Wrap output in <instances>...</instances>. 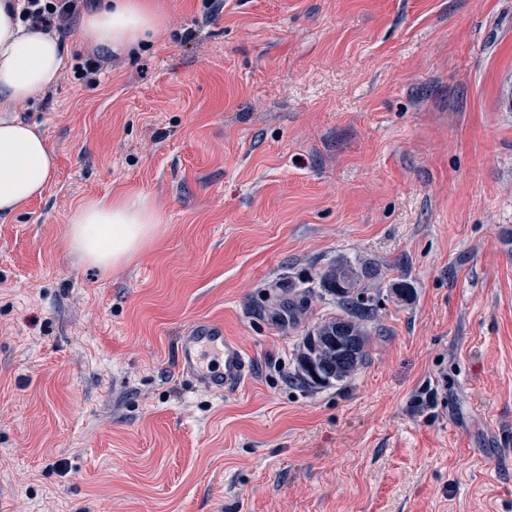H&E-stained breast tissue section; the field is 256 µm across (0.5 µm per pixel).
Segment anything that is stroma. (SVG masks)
<instances>
[{
    "mask_svg": "<svg viewBox=\"0 0 512 512\" xmlns=\"http://www.w3.org/2000/svg\"><path fill=\"white\" fill-rule=\"evenodd\" d=\"M160 5L95 85L68 34L17 114L56 169L0 217V512H512V0ZM129 193L162 231L104 275L69 220ZM341 258L382 306L305 388L336 304L291 289ZM200 320L253 359L235 394L178 370Z\"/></svg>",
    "mask_w": 512,
    "mask_h": 512,
    "instance_id": "stroma-1",
    "label": "stroma"
}]
</instances>
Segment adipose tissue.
I'll return each instance as SVG.
<instances>
[{
	"instance_id": "obj_1",
	"label": "adipose tissue",
	"mask_w": 512,
	"mask_h": 512,
	"mask_svg": "<svg viewBox=\"0 0 512 512\" xmlns=\"http://www.w3.org/2000/svg\"><path fill=\"white\" fill-rule=\"evenodd\" d=\"M160 24L150 0H104L82 22V39L129 54ZM68 45L59 36L30 32L0 0V215L42 195L55 173V157L36 127L13 120L32 93L63 75ZM161 230L145 196L90 200L69 221L74 249L101 274L142 253Z\"/></svg>"
}]
</instances>
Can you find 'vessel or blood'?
<instances>
[{"label":"vessel or blood","instance_id":"obj_1","mask_svg":"<svg viewBox=\"0 0 512 512\" xmlns=\"http://www.w3.org/2000/svg\"><path fill=\"white\" fill-rule=\"evenodd\" d=\"M178 365L197 386L218 394L237 392L253 372L241 346L222 326L207 322L191 325L180 337Z\"/></svg>","mask_w":512,"mask_h":512}]
</instances>
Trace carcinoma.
I'll list each match as a JSON object with an SVG mask.
<instances>
[{"instance_id":"carcinoma-1","label":"carcinoma","mask_w":512,"mask_h":512,"mask_svg":"<svg viewBox=\"0 0 512 512\" xmlns=\"http://www.w3.org/2000/svg\"><path fill=\"white\" fill-rule=\"evenodd\" d=\"M378 268L369 262L338 259L319 276V287L336 299V315L308 332L297 354V380L304 386L326 387L350 378L364 363L369 325L377 318ZM320 377L313 379L305 364Z\"/></svg>"}]
</instances>
